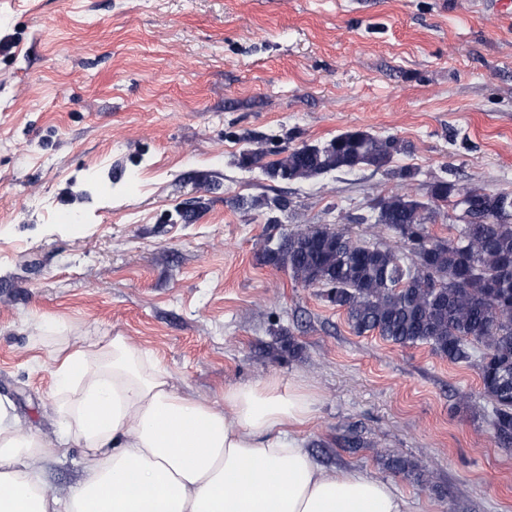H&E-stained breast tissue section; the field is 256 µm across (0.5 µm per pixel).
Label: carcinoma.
<instances>
[{"label": "carcinoma", "instance_id": "1", "mask_svg": "<svg viewBox=\"0 0 512 512\" xmlns=\"http://www.w3.org/2000/svg\"><path fill=\"white\" fill-rule=\"evenodd\" d=\"M402 150L394 137L346 131L321 145L278 151L269 172L282 181L309 180L359 165L379 168ZM455 194L468 221L450 241L429 234L431 213L411 195L380 199L376 223L411 243L409 264L391 248L360 245L327 228L314 240L290 236L265 258L305 286L321 283L359 334L376 332L399 345L426 342L452 362L469 361L471 345H482L478 369L494 404L491 425L498 443L511 448L512 195L433 185L437 201Z\"/></svg>", "mask_w": 512, "mask_h": 512}]
</instances>
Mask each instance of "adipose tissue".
<instances>
[{"label": "adipose tissue", "instance_id": "obj_1", "mask_svg": "<svg viewBox=\"0 0 512 512\" xmlns=\"http://www.w3.org/2000/svg\"><path fill=\"white\" fill-rule=\"evenodd\" d=\"M53 376L55 441L0 402V512H406L391 483L318 464L301 439L315 399L275 377L226 386L218 409L176 393L127 336L62 337ZM73 444L82 478L48 494L43 464Z\"/></svg>", "mask_w": 512, "mask_h": 512}]
</instances>
